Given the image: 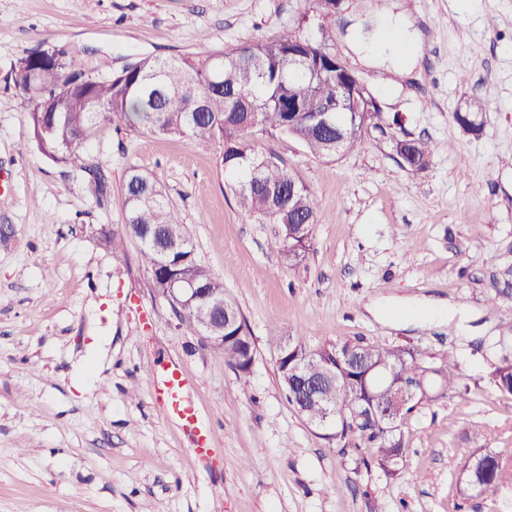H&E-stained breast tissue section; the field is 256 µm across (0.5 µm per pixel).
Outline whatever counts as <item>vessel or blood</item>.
<instances>
[{
  "instance_id": "vessel-or-blood-1",
  "label": "vessel or blood",
  "mask_w": 512,
  "mask_h": 512,
  "mask_svg": "<svg viewBox=\"0 0 512 512\" xmlns=\"http://www.w3.org/2000/svg\"><path fill=\"white\" fill-rule=\"evenodd\" d=\"M156 391L165 415L192 433L194 454H207L210 430L186 394L187 380L183 371L176 366L166 368L156 380Z\"/></svg>"
}]
</instances>
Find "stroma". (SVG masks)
Instances as JSON below:
<instances>
[{
  "instance_id": "35a3bbf8",
  "label": "stroma",
  "mask_w": 512,
  "mask_h": 512,
  "mask_svg": "<svg viewBox=\"0 0 512 512\" xmlns=\"http://www.w3.org/2000/svg\"><path fill=\"white\" fill-rule=\"evenodd\" d=\"M304 0H0V512H512L497 495L458 497L448 463L471 426L512 449V396L489 385L422 403L406 421L398 478L372 449L339 454L288 403L276 368L283 336L309 347L363 343L445 353L482 376L512 338V0H361L332 29L337 54L397 117L363 148L312 154L278 132L255 136L310 186L317 224L305 260L269 249L271 227L246 219L224 187L218 141L115 133L98 124L68 164L32 138L13 66L36 48L86 51L120 71L142 57L222 51L296 28ZM409 18L419 50L400 72L362 66L350 44L383 39L386 14ZM481 97L480 129L455 113ZM437 147L429 165L399 164L392 136ZM103 163L112 196L97 204L83 167ZM162 187L202 262L223 279L255 358L238 376L181 321L140 260L114 258L99 225L124 221L129 167ZM496 305H488V297ZM448 302L431 323L404 303ZM179 365L207 418L214 451L161 411L150 372Z\"/></svg>"
}]
</instances>
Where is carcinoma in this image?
Returning <instances> with one entry per match:
<instances>
[{
  "label": "carcinoma",
  "instance_id": "1",
  "mask_svg": "<svg viewBox=\"0 0 512 512\" xmlns=\"http://www.w3.org/2000/svg\"><path fill=\"white\" fill-rule=\"evenodd\" d=\"M303 17L319 20V39L312 40L297 27L286 37L258 40L221 52L201 51L190 57L141 58L112 74H101L79 53L56 47L57 62L39 64L22 58L11 73L14 90L31 104L28 112L39 149L55 162L70 161L90 136L94 125L105 121L116 132L137 131L178 135L193 141H219L225 186L240 212L261 224L274 225L270 242L284 261L301 262L308 253L317 223V202L312 191L273 156L257 152L250 135L276 130L303 142L318 156L336 155V129L318 123L323 112L338 115L348 127L347 149L364 145L372 129L386 123L382 109L367 88L338 58L329 44L336 21V0H306ZM307 66H292L291 53ZM488 102L474 98L455 113L463 127L478 128L473 113L487 111ZM402 145L403 139H394ZM436 146L423 139L402 145L404 166L425 169ZM86 180L98 204L111 197L100 167H86ZM295 186L288 195V185ZM125 224L105 234L112 255L123 254L124 238L142 243V262L152 278L187 275L204 288L225 295L224 282L197 257L183 225L168 209L164 194L150 176L135 167L127 170L123 187ZM181 236L183 249L164 251L163 237ZM301 353L325 362L336 381L333 393L340 421L322 438L346 453L363 443L374 449L379 467L391 477L400 471L409 444L403 431L406 417L429 395L419 393L403 402L399 420L390 428L370 412L386 399L387 391L373 383L370 369L395 370L392 380L425 381L427 390L450 399L461 395L462 374L448 354L423 357L404 345L342 344L310 348L296 328L286 337ZM247 353L234 345L224 348L225 363L241 374L250 371ZM488 384L512 396V351L501 356L486 373ZM450 466L467 479L487 486L492 493H512V453L492 448H470Z\"/></svg>",
  "mask_w": 512,
  "mask_h": 512
}]
</instances>
